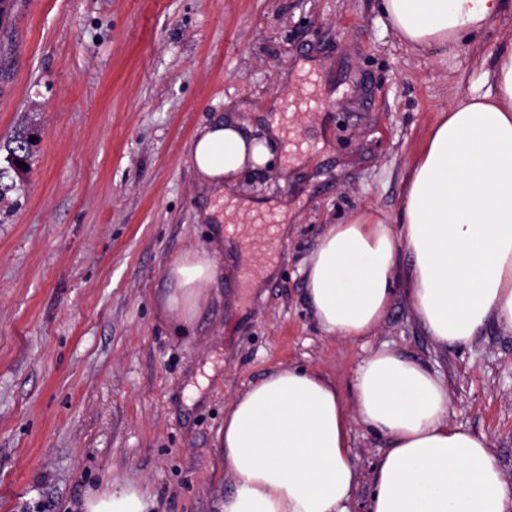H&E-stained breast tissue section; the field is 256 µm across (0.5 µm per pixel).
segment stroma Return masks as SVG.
<instances>
[{"instance_id":"1","label":"stroma","mask_w":512,"mask_h":512,"mask_svg":"<svg viewBox=\"0 0 512 512\" xmlns=\"http://www.w3.org/2000/svg\"><path fill=\"white\" fill-rule=\"evenodd\" d=\"M512 38V11L448 53L406 45L381 0H33L0 23V160L35 139L0 208V512H81L127 482L151 512H217L224 412L275 368L333 381L346 408L382 346L447 383L451 423L485 435L512 489V330L468 345L423 333L400 264L370 337L325 334L303 267L330 225L400 226L406 174L440 112L490 90L480 57ZM285 133L282 163L241 175L226 232L187 144L219 113ZM279 232L266 240L265 227ZM211 252L220 274L193 323L160 299L171 260ZM363 512L386 440L350 417Z\"/></svg>"}]
</instances>
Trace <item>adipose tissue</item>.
Masks as SVG:
<instances>
[{"instance_id":"ef3b65f1","label":"adipose tissue","mask_w":512,"mask_h":512,"mask_svg":"<svg viewBox=\"0 0 512 512\" xmlns=\"http://www.w3.org/2000/svg\"><path fill=\"white\" fill-rule=\"evenodd\" d=\"M512 0H382L407 44L447 52L482 30ZM493 92L442 114L405 183L400 231L368 215L330 225L304 269L321 329L357 341L385 319L399 258L427 336L466 345L488 322L512 330V40L495 53ZM202 185L220 190L271 164L268 139L246 136L232 116L216 118L189 144ZM166 308L190 324L218 275L206 250L169 264ZM365 425L387 438L373 469L366 512H512L485 436L451 424L444 380L384 348L359 367L353 390ZM224 468L233 492L218 512H347L358 482L350 421L322 373L277 369L248 386L224 414ZM146 491L127 484L92 494L83 512H147Z\"/></svg>"}]
</instances>
